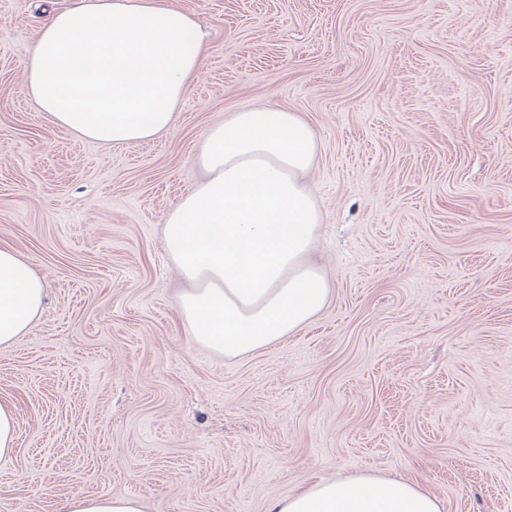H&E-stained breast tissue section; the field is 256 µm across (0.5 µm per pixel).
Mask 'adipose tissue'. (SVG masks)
<instances>
[{
    "mask_svg": "<svg viewBox=\"0 0 512 512\" xmlns=\"http://www.w3.org/2000/svg\"><path fill=\"white\" fill-rule=\"evenodd\" d=\"M27 61L39 111L107 146L170 129L207 48L183 11L164 0H79L50 10ZM318 147L295 112L243 109L210 127L197 160L206 177L167 215L164 240L185 287L179 317L189 336L227 358L269 347L325 306L329 283L312 261L321 214L303 180ZM45 298L42 278L0 247V346L27 335ZM61 512H146L134 496L73 495ZM269 512H444L409 481L379 475L321 480Z\"/></svg>",
    "mask_w": 512,
    "mask_h": 512,
    "instance_id": "ef3b65f1",
    "label": "adipose tissue"
}]
</instances>
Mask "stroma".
Listing matches in <instances>:
<instances>
[{
  "mask_svg": "<svg viewBox=\"0 0 512 512\" xmlns=\"http://www.w3.org/2000/svg\"><path fill=\"white\" fill-rule=\"evenodd\" d=\"M207 35L176 123L105 148L55 126L26 67L48 13L0 0V245L44 278L0 347L18 444L0 512L75 494L269 512L376 473L444 512H512V0H166ZM300 113L331 294L242 358L188 336L163 236L206 130Z\"/></svg>",
  "mask_w": 512,
  "mask_h": 512,
  "instance_id": "obj_1",
  "label": "stroma"
}]
</instances>
